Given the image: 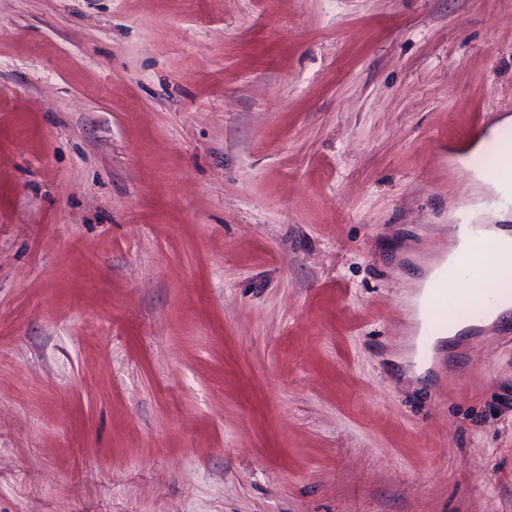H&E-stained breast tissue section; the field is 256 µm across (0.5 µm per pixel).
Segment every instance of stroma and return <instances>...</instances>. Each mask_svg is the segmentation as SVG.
<instances>
[{"mask_svg": "<svg viewBox=\"0 0 512 512\" xmlns=\"http://www.w3.org/2000/svg\"><path fill=\"white\" fill-rule=\"evenodd\" d=\"M505 116L512 0H0V512H512L410 318Z\"/></svg>", "mask_w": 512, "mask_h": 512, "instance_id": "35a3bbf8", "label": "stroma"}]
</instances>
